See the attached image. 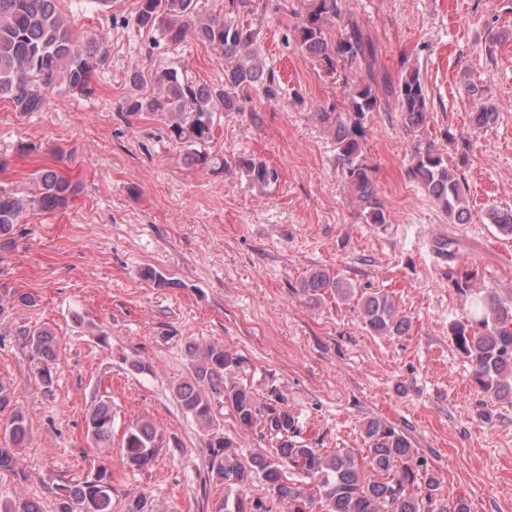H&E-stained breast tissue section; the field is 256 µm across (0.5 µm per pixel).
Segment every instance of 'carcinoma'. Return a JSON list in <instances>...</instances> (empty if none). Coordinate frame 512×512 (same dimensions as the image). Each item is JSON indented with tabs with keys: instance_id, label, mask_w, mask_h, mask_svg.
<instances>
[{
	"instance_id": "carcinoma-1",
	"label": "carcinoma",
	"mask_w": 512,
	"mask_h": 512,
	"mask_svg": "<svg viewBox=\"0 0 512 512\" xmlns=\"http://www.w3.org/2000/svg\"><path fill=\"white\" fill-rule=\"evenodd\" d=\"M60 0H0V99L10 100L21 114L40 110L46 93L64 87L72 93L90 95L93 76L101 62L100 46L78 33L75 21L67 19ZM198 0H137V24L157 29L170 45L180 44L194 31L201 44L224 54V85L199 84L176 68L156 74L154 88L144 91L138 73L130 77L132 92L119 102L118 111L130 116L142 113L161 117L170 137L187 150L193 165L245 173L258 187L278 181V171L253 158L228 160L197 149L214 137L216 110H240V97L255 90L272 102L282 93L277 71L267 66L258 43L256 22L270 19L293 32L302 52L331 71L340 62L365 66L366 78L352 81L342 109L321 107L314 119L336 141V164L341 168L351 196L367 224H385L372 169L362 160L361 141L366 117L380 110L381 100L391 96L399 104L403 126L410 133L425 130L429 123L428 92L419 73L406 71L393 82L376 77V48L370 35L348 21L349 36L329 41L328 23L342 14V0H309L303 14L289 7L288 0H224V14L203 15ZM497 118L496 108L480 106L473 124L484 127ZM408 178L448 215L452 224H467L471 212L466 188L448 168L443 154L429 143H417L410 155ZM37 192L19 195L0 188V240L12 241L15 225L27 212L39 207L55 212L67 209L80 192V182L52 168L33 174ZM490 223L512 236V210L488 213ZM455 242L446 237L433 241L434 253L445 262L455 258ZM477 270L450 267L448 278L456 290L470 298L463 319L451 327L457 350L472 365V382L491 400L512 402V293L500 296L494 288H480ZM298 293L310 301L331 294L341 301L356 300L366 331L376 336H404L411 329L403 314L384 292L356 294L353 285L323 269L310 270ZM31 350L40 360L39 374L52 382V369L63 350L60 338L49 329L24 332ZM188 376L172 387V395L186 415L206 436V463L212 477L224 481V498L214 512H273L279 504L288 512H470L458 498L445 501L436 495L438 479L417 457L411 442L381 419L364 424L368 446L365 456L342 449L327 453L297 441L298 417L288 410L276 389L261 399L251 387L236 380L239 361L220 344L186 346ZM224 397L239 427L270 438L272 448L242 458L231 440L217 429L212 399ZM87 435L98 448L112 441V406L101 400L87 415ZM30 434L28 415L16 403L15 386L0 380V470H18V451ZM123 461L131 468L146 465L158 448L155 426L136 423L123 440ZM309 479L301 486L293 475ZM260 479L267 487V500H250L244 488ZM111 473L101 468L91 479L67 487L58 512H111ZM319 510H314V505ZM0 512H41L33 500L0 503ZM127 512H160L146 495L131 499Z\"/></svg>"
}]
</instances>
